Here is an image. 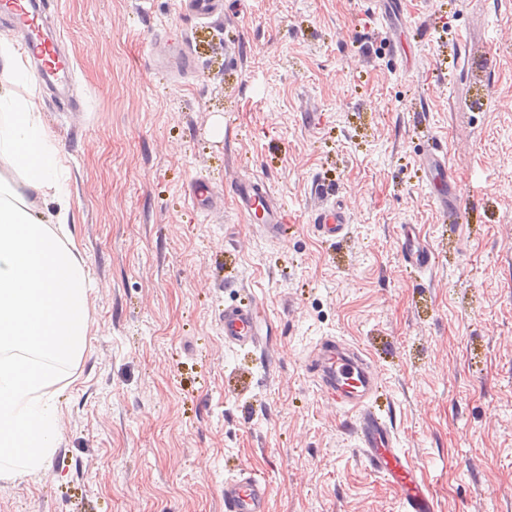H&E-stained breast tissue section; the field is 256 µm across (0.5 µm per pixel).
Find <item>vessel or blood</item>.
I'll return each mask as SVG.
<instances>
[{
  "instance_id": "obj_1",
  "label": "vessel or blood",
  "mask_w": 512,
  "mask_h": 512,
  "mask_svg": "<svg viewBox=\"0 0 512 512\" xmlns=\"http://www.w3.org/2000/svg\"><path fill=\"white\" fill-rule=\"evenodd\" d=\"M378 15L386 24V38L393 52H401L402 38L398 21L401 0H375ZM0 17L21 34L43 81L69 78L73 65L63 53L58 38L45 32L38 0H15L0 9ZM421 164L426 172L430 197L445 220L461 224L466 220V203L458 181L448 165L444 149L432 147L423 152ZM237 209L246 223L264 225L270 236H278L288 221L284 206L274 201L266 181L258 176L231 186ZM317 233L324 238L341 236L349 222V209L340 199H321L309 217ZM400 249L406 264L416 270L432 265V249L418 225H403ZM270 334L260 320L258 303L231 305L224 309V340L232 347L263 350ZM305 367L318 392L326 400L347 409L354 446L370 469L394 489L404 512H437L436 502L419 469L398 446L391 424L370 405L369 398L378 376L357 347L324 338ZM268 489L264 480L250 470L224 485L226 512H267Z\"/></svg>"
}]
</instances>
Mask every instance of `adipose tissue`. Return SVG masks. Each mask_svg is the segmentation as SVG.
I'll return each instance as SVG.
<instances>
[{"label": "adipose tissue", "instance_id": "1", "mask_svg": "<svg viewBox=\"0 0 512 512\" xmlns=\"http://www.w3.org/2000/svg\"><path fill=\"white\" fill-rule=\"evenodd\" d=\"M34 80L0 41V477L40 471L56 448L47 391L86 349L89 270L68 229L57 147L24 90ZM54 211H44L45 203Z\"/></svg>", "mask_w": 512, "mask_h": 512}]
</instances>
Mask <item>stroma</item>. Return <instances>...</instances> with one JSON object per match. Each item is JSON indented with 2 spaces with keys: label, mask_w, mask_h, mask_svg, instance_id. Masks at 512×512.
I'll return each instance as SVG.
<instances>
[{
  "label": "stroma",
  "mask_w": 512,
  "mask_h": 512,
  "mask_svg": "<svg viewBox=\"0 0 512 512\" xmlns=\"http://www.w3.org/2000/svg\"><path fill=\"white\" fill-rule=\"evenodd\" d=\"M75 75L36 96L94 286L86 349L51 389L61 440L39 474L0 480V512H225L245 468L268 512H402L305 369L322 338L363 348L372 402L438 512H512V0H405L407 60L373 0H41ZM193 57L153 58L167 39ZM448 152L468 221L435 212L419 155ZM265 178L288 233L245 223L223 189ZM355 209L335 240L313 181ZM420 225L430 269H407ZM256 299L268 353L224 344ZM403 260L411 268L425 270L432 266V249L417 224H404L400 233Z\"/></svg>",
  "instance_id": "obj_1"
}]
</instances>
